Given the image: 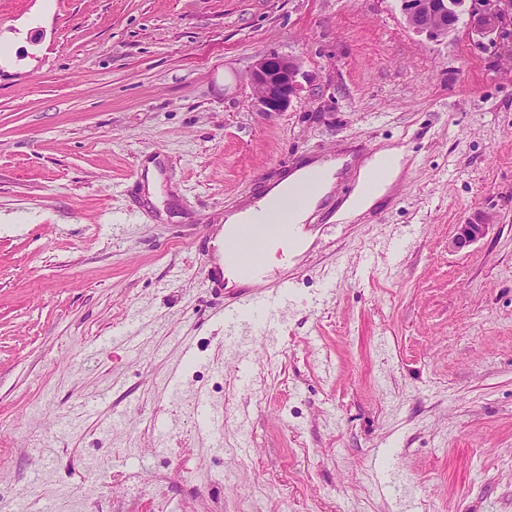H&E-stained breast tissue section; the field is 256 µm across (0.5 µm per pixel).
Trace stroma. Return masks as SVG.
<instances>
[{
  "label": "stroma",
  "mask_w": 512,
  "mask_h": 512,
  "mask_svg": "<svg viewBox=\"0 0 512 512\" xmlns=\"http://www.w3.org/2000/svg\"><path fill=\"white\" fill-rule=\"evenodd\" d=\"M299 66L258 112L261 56ZM401 146L366 214L271 278L240 380L224 217L298 163ZM160 172L149 200L147 162ZM489 224L455 250L458 224ZM186 365L171 397L182 340ZM176 417L159 434L153 419ZM90 482L70 485V466ZM512 512V24L401 0H0V494L29 512ZM430 2V3H429ZM462 2H464L462 0ZM456 4L451 0H402V10L407 24L419 33L430 38H439L448 34V11L457 12ZM298 64L288 56L271 53L260 57L249 73L259 112H285L301 92Z\"/></svg>",
  "instance_id": "obj_1"
}]
</instances>
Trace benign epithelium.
I'll return each instance as SVG.
<instances>
[{"label": "benign epithelium", "instance_id": "obj_1", "mask_svg": "<svg viewBox=\"0 0 512 512\" xmlns=\"http://www.w3.org/2000/svg\"><path fill=\"white\" fill-rule=\"evenodd\" d=\"M505 0H478L472 13L475 32L490 37L500 30L512 16L504 12ZM452 0H402V10L407 24L430 38L448 34V12L457 10ZM298 64L286 55L271 53L260 57L249 73L251 86L258 110L265 114L286 111L301 92L298 81ZM488 224L457 225L450 246L464 248L483 238L489 231Z\"/></svg>", "mask_w": 512, "mask_h": 512}]
</instances>
